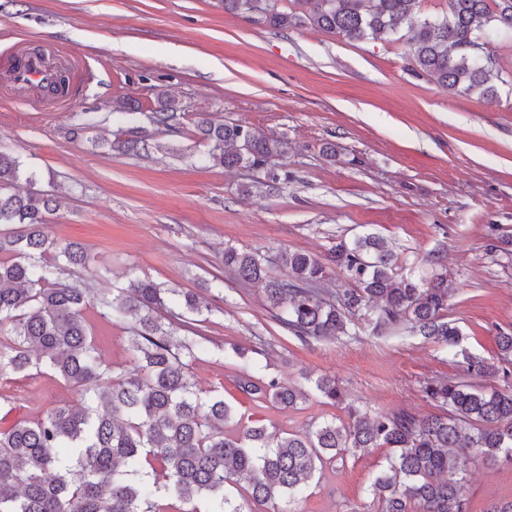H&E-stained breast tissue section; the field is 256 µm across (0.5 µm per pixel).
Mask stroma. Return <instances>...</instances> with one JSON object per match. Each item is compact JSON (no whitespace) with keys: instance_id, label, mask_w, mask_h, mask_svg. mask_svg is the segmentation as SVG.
Listing matches in <instances>:
<instances>
[{"instance_id":"stroma-1","label":"stroma","mask_w":512,"mask_h":512,"mask_svg":"<svg viewBox=\"0 0 512 512\" xmlns=\"http://www.w3.org/2000/svg\"><path fill=\"white\" fill-rule=\"evenodd\" d=\"M18 44L50 47L90 73L58 106L36 111L0 99V151L37 171L36 190L62 200L49 237L87 247L95 288L148 277L200 293L207 307L193 320L209 341L190 372L244 421L300 433L342 416L310 390V378L325 374L369 415H428L427 381L463 375L464 354L497 356L499 332L512 330V253L491 249L512 236V87L491 101L455 96L408 71L405 39L272 31L225 13L224 0H0V75ZM160 90L186 112L287 141V156L270 165L285 178L280 190L244 196L250 171L212 166L186 133L159 134L168 153L111 152L118 128L147 125ZM122 97L139 100L142 112L114 113ZM79 120L90 128L70 140ZM363 233L392 243L404 274L446 267L455 288L448 318L463 333L464 354L405 328L375 334L360 319L349 335L305 345L275 323L261 285L225 275L228 247L321 257L337 237ZM236 345L247 348L246 360L233 358ZM245 370L302 387L308 398L294 409L251 400L236 386ZM74 398L49 373L0 380V428ZM388 456L385 448L346 456L319 471L300 502L254 512H378L369 486ZM464 491L473 512H484L512 496V464H468Z\"/></svg>"}]
</instances>
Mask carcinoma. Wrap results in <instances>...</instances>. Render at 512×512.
<instances>
[{
    "mask_svg": "<svg viewBox=\"0 0 512 512\" xmlns=\"http://www.w3.org/2000/svg\"><path fill=\"white\" fill-rule=\"evenodd\" d=\"M280 2L224 0V11L275 31L307 25L349 41L390 37L407 25V68L448 93L493 99L498 85H512L494 50L499 38L512 35V0H448V13L416 24L422 0H294L297 11ZM186 116L179 101L159 91L150 127L122 131L110 150L158 149L156 131L177 133ZM191 122L212 165L265 172L243 194L276 189L268 163L288 153L285 141L208 112L194 113ZM22 175L28 184L35 180L18 158L0 152V379L50 371L80 402H60L0 429V512H169L163 495L191 512H245L227 490L238 478L248 479L256 503H291L325 464L365 448L390 450L371 484L380 512H470L452 449L466 448L486 465L512 463V387L479 389L449 377L423 389L437 414L370 417L346 403L342 387L325 375L311 386L344 406L346 419L282 436L256 423L225 429L233 407L198 389L189 372L206 337L185 315L201 312L203 299L145 278L115 293L96 291L77 276L90 260L86 247L57 243L45 232L46 215L59 201L17 191ZM282 261L286 272L273 276L258 252L224 250V267L263 285L273 319L304 343L349 335L357 316L378 334L406 327L450 349L460 344L461 331L448 320L447 274H403L398 254L380 236L336 239L328 261L353 287L330 296L322 288L325 263L300 252ZM91 309L128 325L131 369L115 373L97 344ZM498 348L496 361L466 357L467 371L509 381L512 333L500 334ZM237 387L284 408L307 398L299 387L246 371Z\"/></svg>",
    "mask_w": 512,
    "mask_h": 512,
    "instance_id": "obj_1",
    "label": "carcinoma"
}]
</instances>
